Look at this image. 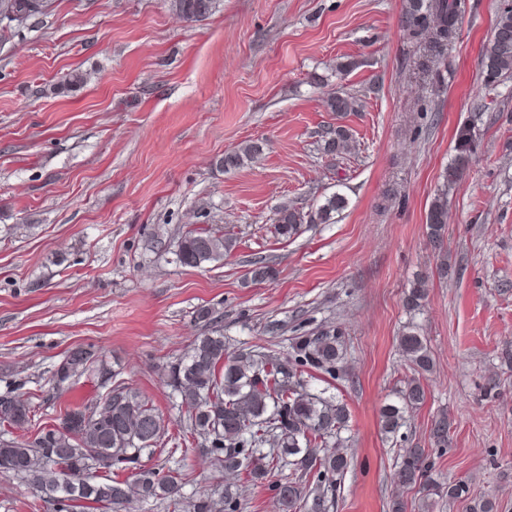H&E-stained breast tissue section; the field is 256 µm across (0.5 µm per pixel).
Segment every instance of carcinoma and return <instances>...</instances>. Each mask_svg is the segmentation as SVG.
<instances>
[{
    "mask_svg": "<svg viewBox=\"0 0 512 512\" xmlns=\"http://www.w3.org/2000/svg\"><path fill=\"white\" fill-rule=\"evenodd\" d=\"M217 0H173L176 13L189 21H201L215 9ZM461 0H410L407 23L414 33L427 32L434 47L444 46L452 34ZM485 83L494 85L512 74V7L503 8L495 20L493 34L483 47ZM338 114L354 109L355 100L336 94L327 101ZM477 134L464 125L456 133L455 157L445 172V192L432 203L427 214L426 236L443 248L446 231L448 189L455 186L470 163ZM350 136L338 126L325 137L323 153L331 158L347 151ZM259 151L247 145L220 160L226 169L238 168ZM345 199L333 195L307 215L294 208L276 212L274 229L284 239L298 235L304 224H325L342 210ZM231 242L206 229H189L177 242V258L185 266L198 268L224 260ZM427 280L416 279L405 295L411 313L421 310ZM399 347L416 376L395 393L381 409L385 433L406 441L400 434L405 413L422 404L426 390L420 377L432 372L434 361L425 339L413 325L399 336ZM92 355L71 349L55 373L61 385L83 374ZM343 340L334 326H322L293 337L291 353L284 359L259 349L244 348L226 354L224 335L211 330L196 337L189 350L166 366L167 382L185 409L186 433L229 473L245 472L253 480L268 482L279 512H331L336 491L349 469L348 458L339 453L323 454L329 442L341 444L350 411L339 400L326 399L307 390L304 372L339 376ZM34 410L23 395L8 391L0 397V424L24 429ZM165 426L161 414L131 389L116 385L104 396L81 408L68 410L57 426L43 428L34 440L0 439V473L12 474L40 494L47 512H128L134 502H159L183 512H242L234 485L224 486L217 496L206 490L193 497L181 494V484L172 473L138 464L143 449L157 443ZM450 424L445 415L431 426L437 449L448 447ZM423 448H407L399 455L392 480L403 488H419L426 495L448 498V504L473 502L472 512H498L495 501L472 496L463 482L444 485L432 477ZM95 469H133L128 478L86 481L81 472L88 464ZM298 474L283 475L285 469Z\"/></svg>",
    "mask_w": 512,
    "mask_h": 512,
    "instance_id": "1",
    "label": "carcinoma"
}]
</instances>
